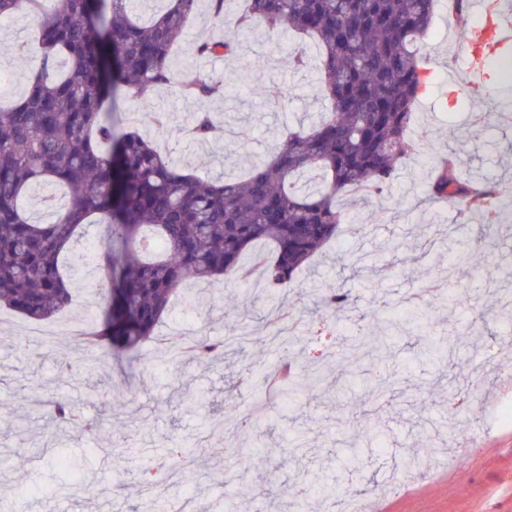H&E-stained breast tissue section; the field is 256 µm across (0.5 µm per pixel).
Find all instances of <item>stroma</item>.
<instances>
[{
    "label": "stroma",
    "mask_w": 512,
    "mask_h": 512,
    "mask_svg": "<svg viewBox=\"0 0 512 512\" xmlns=\"http://www.w3.org/2000/svg\"><path fill=\"white\" fill-rule=\"evenodd\" d=\"M35 28V19L25 14L0 20V75L15 96L39 63L30 49ZM231 31V22L215 23L201 9L190 19L172 64L190 62L202 74L223 79L225 97L211 110L218 122L243 131V140H191L184 130L193 108L166 88L148 100L120 105L126 127L153 141L175 165L206 177L245 176L266 158L285 123L311 121L325 109L314 75L291 69L293 43L282 35L257 30L240 40L233 55L196 56L198 40ZM461 36L447 6H440L429 42L432 84L427 108L418 114L411 159L381 196L349 206L365 231L344 234L325 247L300 272L281 308L282 315L297 318L299 365L324 369L320 387L255 411L246 425H238L278 353L265 340L272 330L266 318L272 303L254 281L229 288L227 303L215 285L186 283V296L199 299V306L189 311L173 299L157 332L161 338L220 341L242 322L249 333L246 350L229 349L223 358L199 364L177 352L162 354L150 342L137 361L118 365L92 349L80 356L82 372L60 374L62 355L72 344L60 327L97 318L104 306L105 293L96 287L100 234L88 228L78 243L88 260L74 274V304L41 322L55 337L39 354L15 346L27 319L0 309V512H45L49 496L57 512H143L144 495L164 501L181 493V482L165 473L173 451L200 438L222 452L196 463L189 475L193 512H290V504L308 500L316 512H331L336 502L358 494L382 499L384 512H512V385L504 380L512 375V352L501 354L494 370L480 364L500 337L512 335V321L498 315L512 302V237L488 229L478 215L437 206L427 191L433 158L452 150L464 177L494 182L512 195V120L471 128L470 114L486 111L488 96L451 92L448 59ZM273 82L288 91L278 107L263 102V90ZM158 112L167 115L161 130L153 120ZM448 239L470 246L475 264L450 265L443 246ZM432 281L463 291L454 309L429 306L434 333L448 338L440 359L427 354L423 333L403 323L405 298ZM328 288L346 291L354 309L337 313L334 335L319 336L315 303ZM382 294L397 305L398 327L389 340L388 392L379 399L366 382L371 358L355 341ZM467 383L477 387L478 396L451 422L445 394ZM58 395L102 419V429L92 436L56 429L45 409ZM369 409L378 410L379 426L354 439L348 419ZM470 434L477 439L476 452L455 458L457 442ZM241 443L266 448L264 460L236 455ZM40 444L49 445V452L37 454ZM419 450L432 474L414 476L404 492L387 493L405 457ZM57 454L77 462V478L58 468ZM148 465L159 481L147 493L141 481Z\"/></svg>",
    "instance_id": "1"
}]
</instances>
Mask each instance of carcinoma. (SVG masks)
Wrapping results in <instances>:
<instances>
[{
  "instance_id": "cac0c4a2",
  "label": "carcinoma",
  "mask_w": 512,
  "mask_h": 512,
  "mask_svg": "<svg viewBox=\"0 0 512 512\" xmlns=\"http://www.w3.org/2000/svg\"><path fill=\"white\" fill-rule=\"evenodd\" d=\"M0 0V18L24 12L37 19L40 64L24 93L0 106V309L47 320L73 304L70 277L84 259L76 245L89 224L102 225L98 263L108 292L105 319L74 341L121 358L154 337L183 282L248 281L258 274L271 297L296 276L341 226L355 221L343 197L390 187L411 156L409 132L424 79L420 51L441 0H249L234 33L196 46L200 58L231 55L237 38L261 28L308 38L321 48L319 90L328 112L306 127L288 124L281 143L249 176L202 178L174 167L139 131L115 120L123 96L147 98L177 83L196 107L191 137L217 135L211 100L224 81L171 64L173 48L203 0H165L149 20L134 0ZM58 188L64 204L48 223H35L22 200ZM429 195L456 201L504 221L501 189L466 181L457 158L437 159ZM271 246L255 267L242 256L255 243ZM349 306L335 290L319 309ZM390 305L375 302L370 326L358 339L382 352L391 328ZM196 360L224 355V345L200 337ZM47 415L60 425L90 431L70 400L57 396Z\"/></svg>"
}]
</instances>
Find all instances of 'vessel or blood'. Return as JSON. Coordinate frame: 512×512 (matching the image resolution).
Wrapping results in <instances>:
<instances>
[{
  "mask_svg": "<svg viewBox=\"0 0 512 512\" xmlns=\"http://www.w3.org/2000/svg\"><path fill=\"white\" fill-rule=\"evenodd\" d=\"M471 9L476 22L457 46L459 66L453 77L465 94L475 93L482 86L486 57L512 48V0H471Z\"/></svg>",
  "mask_w": 512,
  "mask_h": 512,
  "instance_id": "b4317fda",
  "label": "vessel or blood"
}]
</instances>
